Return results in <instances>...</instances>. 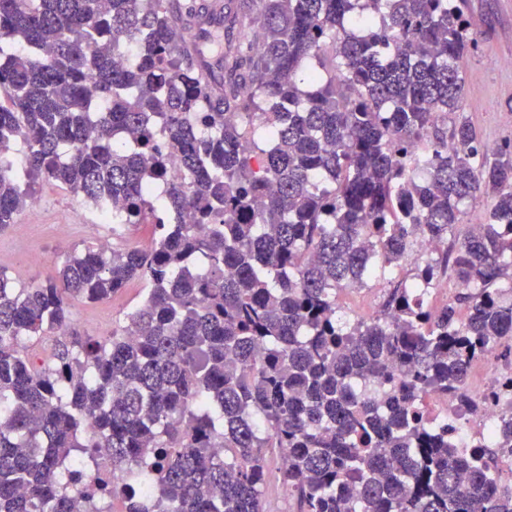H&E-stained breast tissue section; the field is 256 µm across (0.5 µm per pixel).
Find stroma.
I'll return each mask as SVG.
<instances>
[{
    "mask_svg": "<svg viewBox=\"0 0 512 512\" xmlns=\"http://www.w3.org/2000/svg\"><path fill=\"white\" fill-rule=\"evenodd\" d=\"M467 17L476 46L462 60L465 95L461 110L478 131L483 143L499 146L512 140V0H469ZM44 199L35 214L21 213L15 224L0 231V254L10 255L7 275L19 285H30L53 276L61 256L71 250L97 247L102 237L123 249L149 243V225L128 226L97 224L92 214L80 208L76 197L49 183L36 186ZM70 227L69 234L58 231ZM391 284L372 279L366 287L342 290L337 295L340 313L353 318L363 307L382 305ZM143 299L140 284L101 302H75L72 319L81 335L102 338L120 330L127 313Z\"/></svg>",
    "mask_w": 512,
    "mask_h": 512,
    "instance_id": "obj_1",
    "label": "stroma"
}]
</instances>
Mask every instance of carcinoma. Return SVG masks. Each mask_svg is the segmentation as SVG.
I'll list each match as a JSON object with an SVG mask.
<instances>
[{
  "instance_id": "carcinoma-1",
  "label": "carcinoma",
  "mask_w": 512,
  "mask_h": 512,
  "mask_svg": "<svg viewBox=\"0 0 512 512\" xmlns=\"http://www.w3.org/2000/svg\"><path fill=\"white\" fill-rule=\"evenodd\" d=\"M158 2L0 0V230L39 181L152 224L41 283L0 270V512H74L99 448L112 482L91 512H265L269 448L300 512H512L491 453L419 408L512 351V143L486 152L460 113L468 0ZM169 163L187 180L166 205L191 224L161 223L144 184ZM479 196L481 232L342 320L337 291L419 231L448 241ZM444 266L472 286L463 322L425 306ZM134 280L120 332L78 333L72 301ZM46 333L62 340L38 364L20 341Z\"/></svg>"
}]
</instances>
